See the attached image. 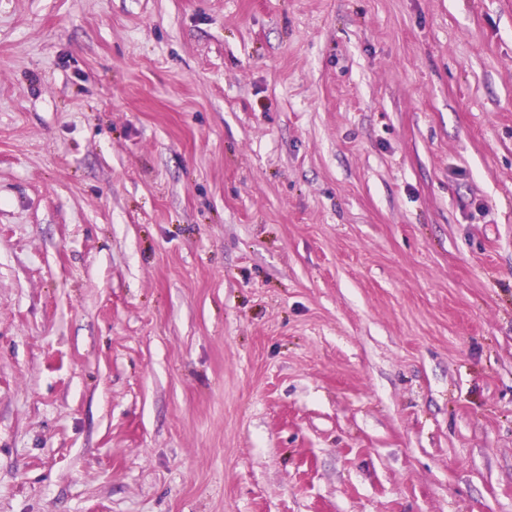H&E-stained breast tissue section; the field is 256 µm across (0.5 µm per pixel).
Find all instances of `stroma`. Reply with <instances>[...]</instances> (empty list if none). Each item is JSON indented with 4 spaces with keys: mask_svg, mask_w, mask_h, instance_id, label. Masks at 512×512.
Instances as JSON below:
<instances>
[{
    "mask_svg": "<svg viewBox=\"0 0 512 512\" xmlns=\"http://www.w3.org/2000/svg\"><path fill=\"white\" fill-rule=\"evenodd\" d=\"M0 512H512V0H0Z\"/></svg>",
    "mask_w": 512,
    "mask_h": 512,
    "instance_id": "35a3bbf8",
    "label": "stroma"
}]
</instances>
